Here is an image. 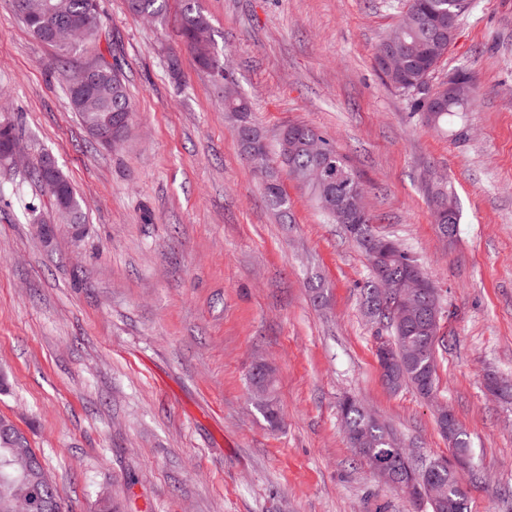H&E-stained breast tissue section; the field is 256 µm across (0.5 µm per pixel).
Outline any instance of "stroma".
I'll use <instances>...</instances> for the list:
<instances>
[{"label":"stroma","instance_id":"obj_1","mask_svg":"<svg viewBox=\"0 0 512 512\" xmlns=\"http://www.w3.org/2000/svg\"><path fill=\"white\" fill-rule=\"evenodd\" d=\"M258 123L318 129L361 174L378 234L438 288V396L467 433L469 512H512V0H470L434 81L470 69L468 136L454 141L386 86L376 50L405 0H198ZM163 16L100 0L101 28L67 72L0 0V119L28 165L54 157L86 204L74 235L22 168L0 166V416L29 439L68 512H428L354 461L339 404L352 397L424 457H450L435 408L384 386L387 331L364 314L365 254L283 178L278 223L243 159L222 89ZM119 59L132 131L94 144L66 87L97 54ZM178 56L181 76L167 67ZM461 207L442 240L437 177ZM49 220L39 236L34 216ZM322 285L325 305L310 288ZM266 363L281 423L254 408Z\"/></svg>","mask_w":512,"mask_h":512}]
</instances>
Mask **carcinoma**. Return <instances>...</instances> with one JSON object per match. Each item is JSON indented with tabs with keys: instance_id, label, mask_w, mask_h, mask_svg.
Segmentation results:
<instances>
[{
	"instance_id": "carcinoma-1",
	"label": "carcinoma",
	"mask_w": 512,
	"mask_h": 512,
	"mask_svg": "<svg viewBox=\"0 0 512 512\" xmlns=\"http://www.w3.org/2000/svg\"><path fill=\"white\" fill-rule=\"evenodd\" d=\"M18 3L23 4L26 11L21 16L22 22L38 39L41 38L44 23L56 22L64 26L76 18H90L94 21V29H99L101 25L98 0H13V4ZM128 8L136 15L158 17L166 8V0H128ZM467 9L468 0H406L400 20L377 49L379 54L394 52L400 62V68L384 75L385 83L408 97L413 112L434 125L449 127L450 135L456 140L466 137L463 121L471 107L472 96L450 100L445 84L440 82L432 85L430 78L448 53L459 21ZM181 30L188 45L194 41H215L212 23L200 9L198 0H183ZM93 64L97 65L94 93L82 102L69 99L70 106L89 132L109 115L116 120L132 114V103L120 68L103 55ZM224 111L229 114L241 151H246L253 143L262 144V154L252 170L265 173L261 179L264 201L280 223L292 222L290 200L281 185L282 174H287L302 185L314 166V158L300 150L292 160L291 169L273 167L280 156L283 140L290 134L325 141L331 151L330 162L342 167L346 173L348 189L366 192L364 182L348 158L316 129L305 124H289L275 135L276 148L273 149L268 136L256 121L250 101L226 103ZM28 179L44 190L53 202L56 201V186H65L69 211L63 220L85 221L83 201L51 158L43 157L32 166L28 170ZM308 192L329 221L344 223L336 215V202L329 199L327 191L310 188ZM373 223L374 217L371 215L361 221L359 235L354 241L367 253L375 244H383L389 256L386 268L388 277L398 279L406 275L409 268L418 265V260L395 240L376 235ZM359 288L364 308L379 304L380 289L374 273H368ZM374 320L387 329L391 343L397 349V360L391 371L388 389L396 392L409 386L422 397L429 391H437L438 337L436 331L427 330L421 307L416 305L408 310L402 322L384 312L374 316ZM250 384L255 408L270 424H277L280 415L269 370L263 365L257 368V372L251 373ZM340 410L352 443V452L357 459L372 467L393 461L394 454L405 450L403 446H392L397 439L396 434L372 410L349 397L341 402ZM34 454L36 451L15 424L0 416V512H10L8 507L19 503L25 496L29 488L27 470ZM432 477L443 485L447 496L444 502L430 505L431 512H468L467 491L455 462L442 460L440 470Z\"/></svg>"
}]
</instances>
